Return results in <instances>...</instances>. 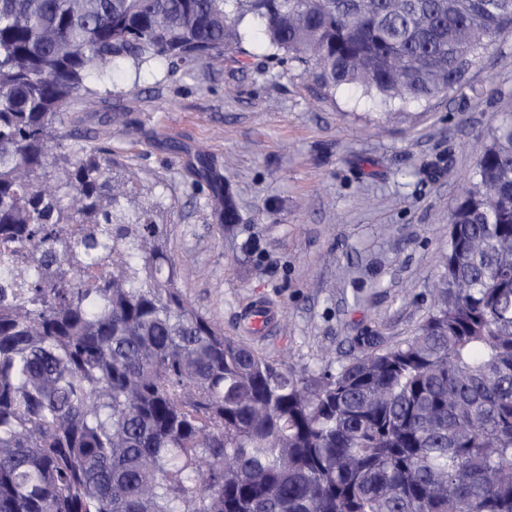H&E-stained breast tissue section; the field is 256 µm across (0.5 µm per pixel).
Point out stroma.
Segmentation results:
<instances>
[{"label":"stroma","mask_w":512,"mask_h":512,"mask_svg":"<svg viewBox=\"0 0 512 512\" xmlns=\"http://www.w3.org/2000/svg\"><path fill=\"white\" fill-rule=\"evenodd\" d=\"M504 112L512 31L423 104L382 108L357 87L325 89L310 66L224 52L83 95L63 131L75 154L111 148L129 198L158 204L184 296L225 335L303 371L358 354V335L386 347L416 333L450 215ZM258 300L279 310L262 338L242 330Z\"/></svg>","instance_id":"stroma-1"}]
</instances>
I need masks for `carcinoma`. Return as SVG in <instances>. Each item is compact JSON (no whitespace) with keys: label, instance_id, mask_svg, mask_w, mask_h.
<instances>
[{"label":"carcinoma","instance_id":"1","mask_svg":"<svg viewBox=\"0 0 512 512\" xmlns=\"http://www.w3.org/2000/svg\"><path fill=\"white\" fill-rule=\"evenodd\" d=\"M254 28L328 88L427 103L512 0H0V512H512L511 112L417 333L303 372L183 296L111 151L54 140L89 83L252 58Z\"/></svg>","mask_w":512,"mask_h":512}]
</instances>
